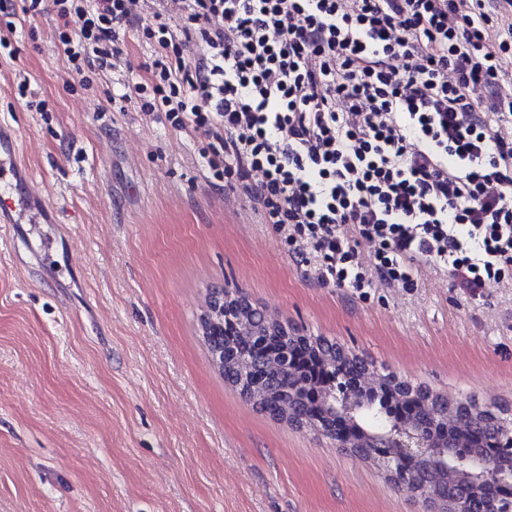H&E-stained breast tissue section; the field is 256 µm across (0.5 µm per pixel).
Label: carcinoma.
Segmentation results:
<instances>
[{
	"label": "carcinoma",
	"instance_id": "1",
	"mask_svg": "<svg viewBox=\"0 0 512 512\" xmlns=\"http://www.w3.org/2000/svg\"><path fill=\"white\" fill-rule=\"evenodd\" d=\"M205 342L211 352L224 358V380L278 419L288 415L297 396L308 400L310 422L331 416L332 424L360 436L365 429L385 433L395 423L411 420L413 413L438 436L448 435L484 453L486 449L479 446L472 429L489 431L505 420L503 414L508 412L502 408L497 415L478 409L463 413L459 402L432 396L419 387L410 389L407 382L376 372L363 359L321 336L302 335L269 320L243 299L237 311L216 318ZM334 364L351 385L373 384L361 394L357 425L342 414L332 416L334 384L324 377L323 370Z\"/></svg>",
	"mask_w": 512,
	"mask_h": 512
}]
</instances>
